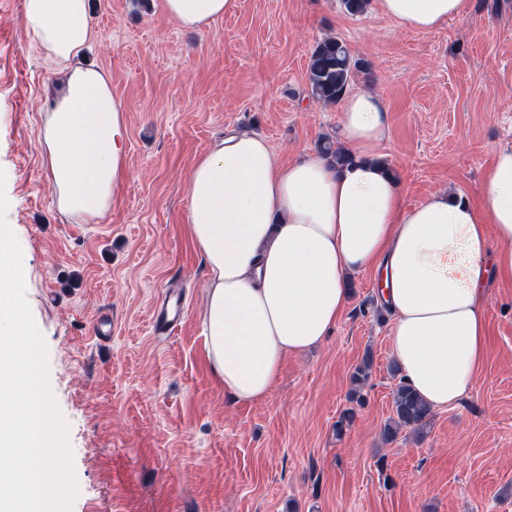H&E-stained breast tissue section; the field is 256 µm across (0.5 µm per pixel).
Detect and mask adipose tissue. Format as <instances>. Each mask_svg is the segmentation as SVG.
Wrapping results in <instances>:
<instances>
[{
    "instance_id": "1",
    "label": "adipose tissue",
    "mask_w": 512,
    "mask_h": 512,
    "mask_svg": "<svg viewBox=\"0 0 512 512\" xmlns=\"http://www.w3.org/2000/svg\"><path fill=\"white\" fill-rule=\"evenodd\" d=\"M232 4L163 0L169 17L197 31ZM377 7L405 30L428 31L466 14L469 0ZM23 25L67 73L39 139L56 204L74 217L103 216L124 172L125 124L108 74L81 63L94 38L88 0H23ZM387 123L381 98L357 92L343 106L348 167L318 154L285 164L265 137L242 132L214 140L193 168L186 218L207 268L206 356L232 401H265L287 358L331 335L347 275L368 267L382 274L406 383L434 409L473 391L488 346L485 286L512 281V148L498 149L484 172L481 206L436 193L409 209L379 157Z\"/></svg>"
}]
</instances>
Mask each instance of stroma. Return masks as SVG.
<instances>
[{
  "label": "stroma",
  "mask_w": 512,
  "mask_h": 512,
  "mask_svg": "<svg viewBox=\"0 0 512 512\" xmlns=\"http://www.w3.org/2000/svg\"><path fill=\"white\" fill-rule=\"evenodd\" d=\"M90 3L85 59L124 111L125 175L108 212L82 220L58 209L39 144L63 74L26 32L23 0H0L6 221L69 423L72 512H512V282L487 288L474 392L433 411L422 437L384 444L401 376L375 271L353 275L331 336L289 357L267 400L234 403L206 360L207 269L185 214L192 169L225 131L259 133L285 161L339 136L342 105L307 96L308 56L327 35L373 68L350 90L388 109L381 152L404 205L442 190L476 201L495 151L512 146V0H470L466 15L425 32L380 18L372 2L352 15L341 0H235L202 32L162 0ZM179 288L184 324L156 339L152 308ZM367 357L364 402L336 436Z\"/></svg>",
  "instance_id": "35a3bbf8"
}]
</instances>
